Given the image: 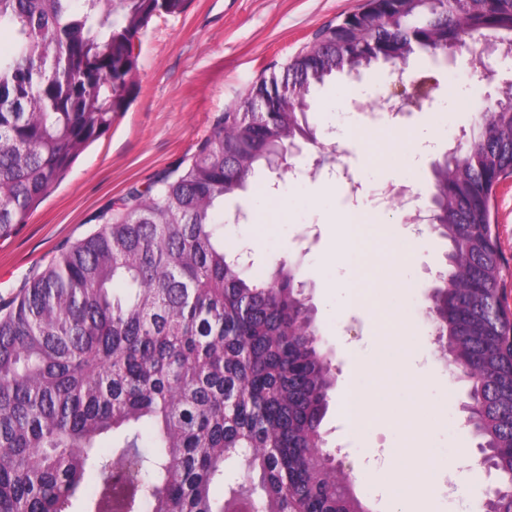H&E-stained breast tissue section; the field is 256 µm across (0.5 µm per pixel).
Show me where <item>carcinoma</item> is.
<instances>
[{
	"label": "carcinoma",
	"instance_id": "obj_1",
	"mask_svg": "<svg viewBox=\"0 0 512 512\" xmlns=\"http://www.w3.org/2000/svg\"><path fill=\"white\" fill-rule=\"evenodd\" d=\"M187 0H0V240L126 111L134 40ZM493 36L512 55V0H366L325 26L278 85H253L198 150L131 189L0 303V512H363L336 479L322 423L335 384L301 301V261L264 276L224 244V197L280 171L314 93L419 47ZM276 99V111L254 112ZM431 194L451 244L427 313L483 401L493 491L512 493V313L498 286L492 201L512 175V89L474 119ZM151 444H142V427ZM112 437L111 451L99 440ZM237 463L244 481L224 485ZM223 493H213L216 486Z\"/></svg>",
	"mask_w": 512,
	"mask_h": 512
}]
</instances>
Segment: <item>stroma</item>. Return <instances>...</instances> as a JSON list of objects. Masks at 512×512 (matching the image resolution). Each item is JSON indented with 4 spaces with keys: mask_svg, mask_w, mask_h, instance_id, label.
I'll list each match as a JSON object with an SVG mask.
<instances>
[{
    "mask_svg": "<svg viewBox=\"0 0 512 512\" xmlns=\"http://www.w3.org/2000/svg\"><path fill=\"white\" fill-rule=\"evenodd\" d=\"M364 0H189L178 15L153 17L135 41L138 84L126 112L92 143L36 207L19 232L0 240V297L9 298L24 280L42 270L66 242L94 228L95 216L131 188L145 187L156 176L189 158L210 134L227 104L238 100L260 74L280 72L310 43L324 25L357 11ZM463 49L454 62L430 63L415 54L403 74L380 72L360 82L366 101L427 76L430 100L413 111L396 129L366 130L344 119L335 101L348 87L347 79L329 83L320 92L312 122L317 147L291 158V165L309 163L325 143L329 127L342 126L350 135L341 158L356 175L355 188L336 182H296L282 176L276 196L264 190L225 199V215L244 210L257 223H226L224 243L237 246L246 234L255 236L257 271L276 259L301 260L306 295L321 331L323 351L331 358L336 384L331 392L324 427L326 448L344 441L346 459L374 458L378 471L355 476L354 490L372 512H389L378 493L386 471L402 464L399 417L422 409L424 446L439 475L464 455L475 459L460 487L461 500L485 493L493 484L478 459L479 439L464 427L462 406L470 383L448 376L434 330L424 314L426 285L434 272L445 270L450 243L438 235L418 242L400 229L389 228L395 206H380L371 196L378 183L430 190L434 183V153L415 152L411 140L420 129H433L440 145H448L461 130L470 129V108L481 103L487 87ZM365 215L363 231L378 242V254L346 251L339 230L347 211ZM495 232L503 255L502 299L512 310V177L497 189L492 204ZM371 264L372 286L380 303L397 312L406 330L385 356H378V336L368 312L347 306L338 282L363 264ZM357 359H348L347 345ZM419 350L430 377L425 385L409 386L405 378L417 370L407 354ZM384 392L388 410L357 438H348L339 405L345 389Z\"/></svg>",
    "mask_w": 512,
    "mask_h": 512,
    "instance_id": "1",
    "label": "stroma"
}]
</instances>
